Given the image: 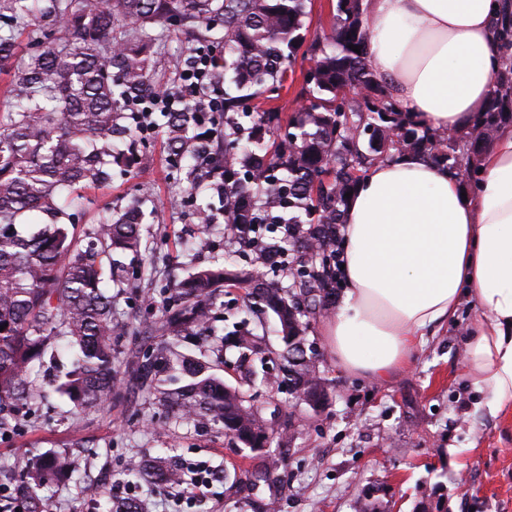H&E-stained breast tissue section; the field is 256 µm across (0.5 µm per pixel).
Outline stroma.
Instances as JSON below:
<instances>
[{
	"mask_svg": "<svg viewBox=\"0 0 512 512\" xmlns=\"http://www.w3.org/2000/svg\"><path fill=\"white\" fill-rule=\"evenodd\" d=\"M155 48L152 77L173 90L197 44L172 30ZM152 120L156 128L142 137L135 178L83 189L78 230L89 231L103 209L125 207L135 196L153 200L157 209L142 227L148 245L142 267L157 288L195 264L222 259L224 230L215 224L209 243L200 244L194 208L170 206L181 185L169 164L161 112ZM472 315L470 301H463L456 320L435 330L412 363L384 381L356 378L337 366L325 320L317 318L309 342L328 384V402L317 414L288 386L247 382L236 354L226 353L218 374L285 432L261 458L208 425L168 415L134 388L82 412L51 395L30 420L0 433V466L32 463L50 450L71 452L73 477L45 491L54 512H106L112 499L140 501L146 512H355L369 492L384 512H417L423 492L434 487L448 512H512V414L491 418L474 408L476 393L463 366ZM158 456L175 457L181 466L206 463L210 490L191 501L186 486L127 479L130 460ZM281 458L286 464L271 481L249 483L261 463ZM92 486L102 487L103 496H90Z\"/></svg>",
	"mask_w": 512,
	"mask_h": 512,
	"instance_id": "1",
	"label": "stroma"
}]
</instances>
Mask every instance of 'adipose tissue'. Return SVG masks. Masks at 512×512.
I'll return each instance as SVG.
<instances>
[{"label":"adipose tissue","instance_id":"1","mask_svg":"<svg viewBox=\"0 0 512 512\" xmlns=\"http://www.w3.org/2000/svg\"><path fill=\"white\" fill-rule=\"evenodd\" d=\"M366 64L402 111L439 130H463L485 111L501 49L504 0H365ZM479 178L407 154L372 165L344 212L341 306L326 321L330 353L359 378L410 365L462 300L464 369L475 406L512 412V125L480 157Z\"/></svg>","mask_w":512,"mask_h":512}]
</instances>
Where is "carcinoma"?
Wrapping results in <instances>:
<instances>
[{
	"mask_svg": "<svg viewBox=\"0 0 512 512\" xmlns=\"http://www.w3.org/2000/svg\"><path fill=\"white\" fill-rule=\"evenodd\" d=\"M307 0H0V73L9 75L10 108L0 116V430L43 397L46 361L58 342L72 351L70 369L56 391L73 408L104 405L121 383L114 367V337L127 333L116 308L127 281L118 260L142 255L143 201L98 216L93 232L74 234L76 191L112 180V166H128L117 143L137 116L133 101L160 93L150 79L153 61L140 34L183 28L214 39L224 31V55H215L224 78V138L211 159L216 178L206 189L218 207L199 208L212 224L223 217L231 237L250 251V268L224 259L196 267L166 287L164 315L140 332L162 336L156 353L131 352L125 364L140 386L179 419L207 421L237 443L261 454L273 436L239 388L228 386L205 359L183 350L198 331L222 335L243 361L264 351L233 323L210 321L226 288H244L280 326L276 351L283 381L303 403L320 411L326 380L307 354L311 317L325 311L341 282L336 263L346 194L366 169L403 153H418L470 178L502 123L512 122V12L496 21L502 62L494 95L462 139L422 126L398 109L391 91L365 63L368 22L363 0H336L324 40L305 44ZM51 22L59 36L40 28ZM43 45L18 55V38ZM359 47L356 53L349 45ZM312 62L301 95L304 107L287 121L263 104L279 97L297 57ZM200 113L191 105L165 117L172 167L185 172L186 191L201 187L189 161L198 155ZM271 231L259 236L254 225ZM288 276L283 287L261 271ZM76 470L65 451L46 454L27 469L24 512H47L43 490ZM149 481L177 484L181 471L170 457L132 463Z\"/></svg>",
	"mask_w": 512,
	"mask_h": 512,
	"instance_id": "carcinoma-1",
	"label": "carcinoma"
}]
</instances>
